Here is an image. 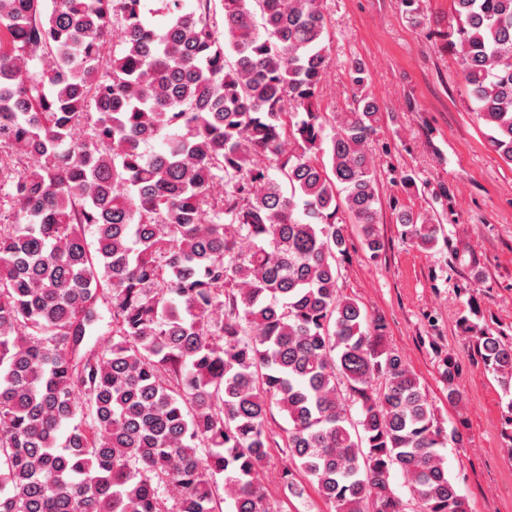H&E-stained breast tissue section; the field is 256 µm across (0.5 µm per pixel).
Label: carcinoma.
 Returning a JSON list of instances; mask_svg holds the SVG:
<instances>
[{"mask_svg": "<svg viewBox=\"0 0 512 512\" xmlns=\"http://www.w3.org/2000/svg\"><path fill=\"white\" fill-rule=\"evenodd\" d=\"M451 4L512 166V0ZM327 36L319 0H0V512H269L275 408L290 494L300 470L334 512H404L398 471L468 512L419 379L336 289L340 207L383 248V105L321 111ZM462 327L512 391V342Z\"/></svg>", "mask_w": 512, "mask_h": 512, "instance_id": "cac0c4a2", "label": "carcinoma"}]
</instances>
